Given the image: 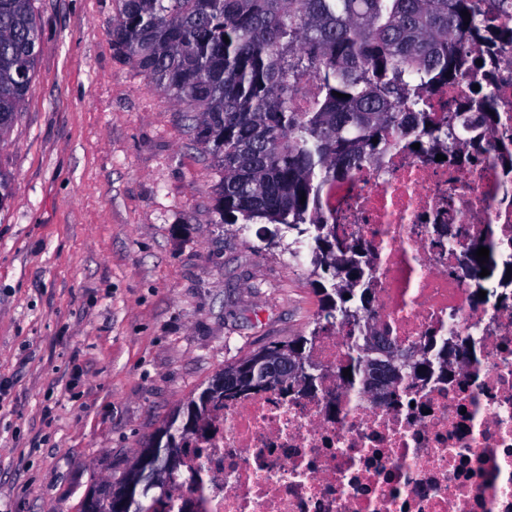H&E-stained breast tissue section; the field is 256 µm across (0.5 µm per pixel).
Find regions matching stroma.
<instances>
[{"instance_id":"obj_1","label":"stroma","mask_w":512,"mask_h":512,"mask_svg":"<svg viewBox=\"0 0 512 512\" xmlns=\"http://www.w3.org/2000/svg\"><path fill=\"white\" fill-rule=\"evenodd\" d=\"M0 137V512H78L226 365L310 335L308 259L216 221L183 105L112 51L117 0H34Z\"/></svg>"}]
</instances>
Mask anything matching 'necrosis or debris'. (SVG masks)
Listing matches in <instances>:
<instances>
[{
	"instance_id": "1",
	"label": "necrosis or debris",
	"mask_w": 512,
	"mask_h": 512,
	"mask_svg": "<svg viewBox=\"0 0 512 512\" xmlns=\"http://www.w3.org/2000/svg\"><path fill=\"white\" fill-rule=\"evenodd\" d=\"M461 145L444 160L407 143L336 180L323 207L373 266L370 324L406 353L474 336V358L389 397L337 375L349 325L309 357L316 393L261 390L215 408L168 512H512V281L477 304V245L512 260V155Z\"/></svg>"
}]
</instances>
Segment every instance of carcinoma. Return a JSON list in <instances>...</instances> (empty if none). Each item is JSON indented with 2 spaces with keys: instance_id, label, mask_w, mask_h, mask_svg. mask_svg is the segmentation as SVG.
Returning <instances> with one entry per match:
<instances>
[{
  "instance_id": "1",
  "label": "carcinoma",
  "mask_w": 512,
  "mask_h": 512,
  "mask_svg": "<svg viewBox=\"0 0 512 512\" xmlns=\"http://www.w3.org/2000/svg\"><path fill=\"white\" fill-rule=\"evenodd\" d=\"M493 16L511 18L512 0H120L112 51L168 100L195 112L194 138L221 172L217 223L264 224L272 240L288 231L296 233L293 244L309 242L325 323L277 345L293 363L284 377H267L252 355L225 367L224 385H209L175 412L120 479L101 485L102 498L127 491L128 512H154L152 504L180 485L184 464L169 468V456L184 459L213 407L248 391L318 387L313 340L340 321L358 327L371 312L364 287L370 270L359 260V244L331 229L323 193L400 137L422 153L452 151L461 118L474 132L468 144L480 146L498 121L490 82L470 90L443 124L425 112L423 99L486 69L487 58L469 55L468 46L484 44L490 52L512 44V25H492ZM39 39L32 0H0V137L23 110ZM373 339L348 342L349 360L338 371L347 386L367 383L379 366L389 385L448 372L446 339L432 338L418 357L395 356L384 365L372 358Z\"/></svg>"
}]
</instances>
